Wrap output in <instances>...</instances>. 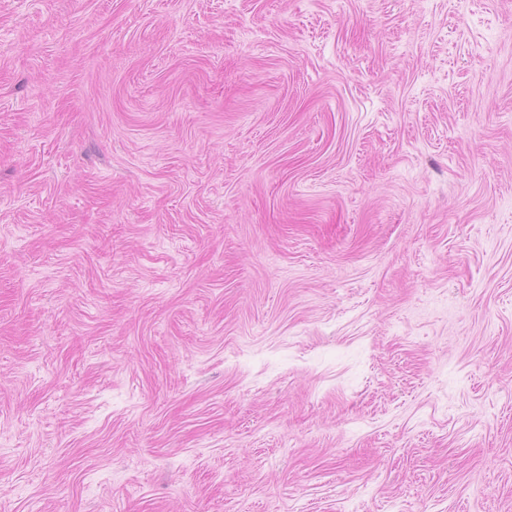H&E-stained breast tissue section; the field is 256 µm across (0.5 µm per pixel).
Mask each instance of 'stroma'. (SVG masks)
Instances as JSON below:
<instances>
[{"label": "stroma", "instance_id": "obj_1", "mask_svg": "<svg viewBox=\"0 0 512 512\" xmlns=\"http://www.w3.org/2000/svg\"><path fill=\"white\" fill-rule=\"evenodd\" d=\"M0 512H512V0H0Z\"/></svg>", "mask_w": 512, "mask_h": 512}]
</instances>
